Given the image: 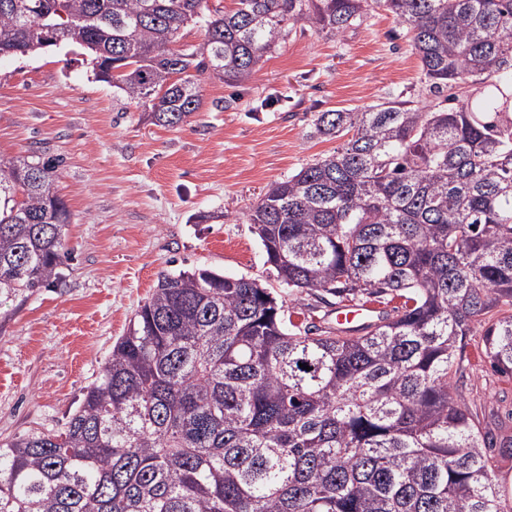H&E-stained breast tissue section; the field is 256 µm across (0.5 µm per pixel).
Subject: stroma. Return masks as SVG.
<instances>
[{"instance_id": "obj_1", "label": "stroma", "mask_w": 512, "mask_h": 512, "mask_svg": "<svg viewBox=\"0 0 512 512\" xmlns=\"http://www.w3.org/2000/svg\"><path fill=\"white\" fill-rule=\"evenodd\" d=\"M421 79L405 25L380 9L341 37L297 23L248 83L202 80L199 109L174 128L117 101L77 47L1 56L0 156L60 158L71 222L59 280L0 305V440L67 421L160 274L256 278L285 295L295 323H333L320 292L280 285L251 209L339 146L316 133L318 113L395 95L425 105ZM450 393L480 411L496 443L489 469L512 491V459L497 451L512 441V376L472 340Z\"/></svg>"}]
</instances>
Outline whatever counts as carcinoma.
Instances as JSON below:
<instances>
[{
  "label": "carcinoma",
  "mask_w": 512,
  "mask_h": 512,
  "mask_svg": "<svg viewBox=\"0 0 512 512\" xmlns=\"http://www.w3.org/2000/svg\"><path fill=\"white\" fill-rule=\"evenodd\" d=\"M208 2L0 0V56L76 45L117 98L176 127L201 79L249 82L289 24L341 36L390 12L439 102L318 113L343 143L250 221L289 288L403 304L313 333L257 279L160 274L67 422L0 441V512H512L449 394L469 336L512 375V0ZM198 24L206 40L178 45ZM60 166L0 158V302L60 277Z\"/></svg>",
  "instance_id": "1"
}]
</instances>
